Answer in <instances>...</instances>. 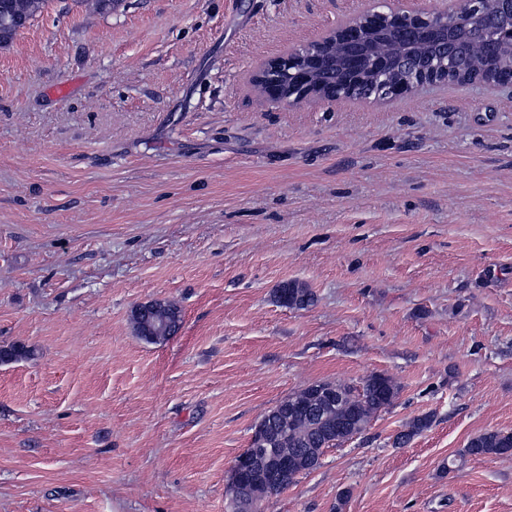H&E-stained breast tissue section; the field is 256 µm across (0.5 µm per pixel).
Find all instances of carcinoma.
I'll return each instance as SVG.
<instances>
[{"mask_svg": "<svg viewBox=\"0 0 512 512\" xmlns=\"http://www.w3.org/2000/svg\"><path fill=\"white\" fill-rule=\"evenodd\" d=\"M47 0H0V48L12 43L18 32L39 16ZM90 15H108L119 4V0H77ZM278 301L293 309H306L314 305L316 295L312 289L298 282H288L278 289ZM137 335L141 338L157 330L171 334L178 330L182 322V311L170 301H160L146 314L132 316ZM35 349L23 344H11L0 348V358L15 362L30 359ZM338 393L336 403L324 412L314 416H295L276 414L271 408L270 416L280 435L275 443L274 452L293 458L295 473L311 471L319 465L324 450L345 440L343 423L353 418L356 430L360 433L379 412L388 409L398 389L392 380L382 374H373L357 388L344 383L329 382ZM432 416L421 415L413 418L395 437L394 443L403 446L415 436L427 430ZM512 449V432L486 431L469 440L464 448L468 456H505ZM268 456H256L254 470L256 475L243 482L241 489L232 496L234 512H259V502L280 493L271 489L259 476L266 467Z\"/></svg>", "mask_w": 512, "mask_h": 512, "instance_id": "obj_1", "label": "carcinoma"}]
</instances>
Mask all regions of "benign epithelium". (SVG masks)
I'll return each instance as SVG.
<instances>
[{"label":"benign epithelium","instance_id":"obj_1","mask_svg":"<svg viewBox=\"0 0 512 512\" xmlns=\"http://www.w3.org/2000/svg\"><path fill=\"white\" fill-rule=\"evenodd\" d=\"M448 13H428L388 8L365 12L338 24L310 43L263 62L251 76L259 97L290 106L307 101L333 103L369 97L394 99L419 88L458 79L470 67L463 63L458 44L451 41L480 39L485 42L484 79L492 83L512 66L502 62L512 50V0H454ZM381 38L394 46L389 59L369 51L371 40ZM254 458L242 453L234 462L227 488L246 477ZM274 488L294 481L288 456H278L264 471Z\"/></svg>","mask_w":512,"mask_h":512}]
</instances>
